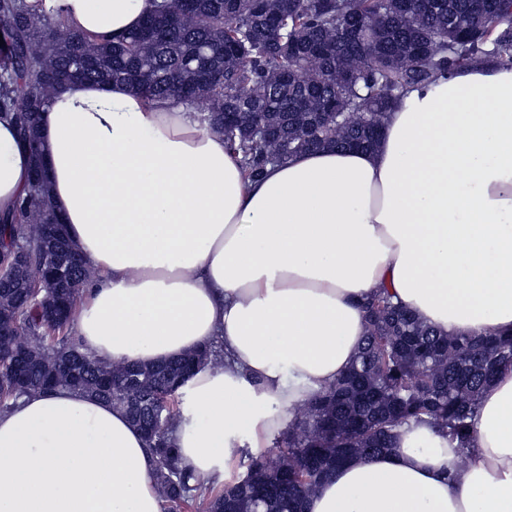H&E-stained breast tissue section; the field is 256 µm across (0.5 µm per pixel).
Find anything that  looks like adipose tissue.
Wrapping results in <instances>:
<instances>
[{
    "instance_id": "obj_1",
    "label": "adipose tissue",
    "mask_w": 512,
    "mask_h": 512,
    "mask_svg": "<svg viewBox=\"0 0 512 512\" xmlns=\"http://www.w3.org/2000/svg\"><path fill=\"white\" fill-rule=\"evenodd\" d=\"M69 27L120 36L154 0H53ZM51 194L91 277L73 321L96 359L153 364L218 345L183 390L171 439L217 485L332 385L387 290L449 336L512 334V69L411 88L370 151L317 150L244 182L190 105L73 82L44 112ZM29 158L0 119V211ZM466 446L438 427L337 468L304 512H512V365ZM155 461L125 413L69 387L0 412V512H163Z\"/></svg>"
}]
</instances>
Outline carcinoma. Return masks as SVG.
Returning <instances> with one entry per match:
<instances>
[{
    "label": "carcinoma",
    "mask_w": 512,
    "mask_h": 512,
    "mask_svg": "<svg viewBox=\"0 0 512 512\" xmlns=\"http://www.w3.org/2000/svg\"><path fill=\"white\" fill-rule=\"evenodd\" d=\"M274 25L253 0H162L119 41L71 30L45 0H0V116L17 127L31 159L27 194L0 213V258L20 248L28 271L0 282V410L24 395L67 386L121 409L128 399L161 411L147 443L166 512H302L336 466L386 450L393 430L430 421L466 443L482 389L512 357V335L442 336L386 291L367 299V334L357 360L288 424L282 447L249 458L246 474L221 486L182 466L169 432L180 390L215 353L204 348L156 366L102 363L72 336V319L49 305L78 306L91 273L76 257L50 195L38 124L58 88L80 80L123 82L147 101L201 107L203 129L224 136L247 180L317 149L375 146L384 118L416 86L487 57L512 68V0H271ZM68 33L67 39L60 33ZM270 127L267 138L256 120ZM70 265V283L48 281L50 264Z\"/></svg>",
    "instance_id": "cac0c4a2"
}]
</instances>
